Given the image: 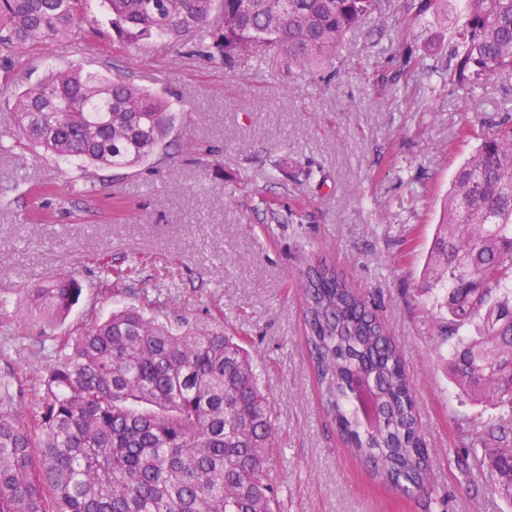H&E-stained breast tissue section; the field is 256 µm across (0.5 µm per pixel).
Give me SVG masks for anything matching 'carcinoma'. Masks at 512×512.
<instances>
[{
	"label": "carcinoma",
	"mask_w": 512,
	"mask_h": 512,
	"mask_svg": "<svg viewBox=\"0 0 512 512\" xmlns=\"http://www.w3.org/2000/svg\"><path fill=\"white\" fill-rule=\"evenodd\" d=\"M112 41H191L226 68L245 54L309 70L376 18L379 0H105ZM438 0H398L402 34ZM88 0H0V84L18 50L64 49L85 37ZM218 11L222 24H210ZM512 76V0H464L440 65L407 59L402 70ZM15 147L38 148L94 168L145 164L177 113L164 94L61 59L13 94ZM44 216L68 199L46 186ZM422 288L444 291L442 340L454 382L508 417L482 423L471 454L512 442V124L480 143L456 171L436 225ZM305 344L321 401L352 457L407 496L438 495L430 452L401 353L365 295L315 257L298 277ZM83 292L74 275L22 289L30 311L63 321ZM162 304L94 317L56 338L33 376L37 415L16 409L12 376L0 375V512H277L268 450L271 407L246 349L222 329L159 321ZM473 325L476 335L463 338ZM512 500V451L478 470Z\"/></svg>",
	"instance_id": "cac0c4a2"
}]
</instances>
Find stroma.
<instances>
[{"label": "stroma", "instance_id": "stroma-1", "mask_svg": "<svg viewBox=\"0 0 512 512\" xmlns=\"http://www.w3.org/2000/svg\"><path fill=\"white\" fill-rule=\"evenodd\" d=\"M395 5L380 0L375 22L305 75L250 55L229 70L186 42L117 47L87 35L86 69L165 91L178 120L146 165L97 171L74 212L46 223L30 220L27 187L52 182L70 194L88 178L82 162L0 153V300L24 308L22 289L58 273L83 285L65 321L36 318L21 333L0 320V372L24 383L22 415L36 414L27 383L46 367L55 337L156 298L162 319L223 322L254 358L278 433L270 473L280 512H512V502L469 472L472 428L495 409L449 379L443 312L420 288L457 168L512 117V78L480 75L466 89L436 75L424 88L394 89L405 56L431 64L447 53L462 10L460 0H440L423 19L425 37L406 41L396 34ZM59 53L51 42L21 53L0 105L39 81ZM107 193L123 206L103 215ZM298 195L310 201L303 221L272 223L263 200L285 209ZM311 254L375 302L401 348L444 502L375 482L342 447L303 340L297 278ZM105 264L135 274L119 283Z\"/></svg>", "mask_w": 512, "mask_h": 512}]
</instances>
